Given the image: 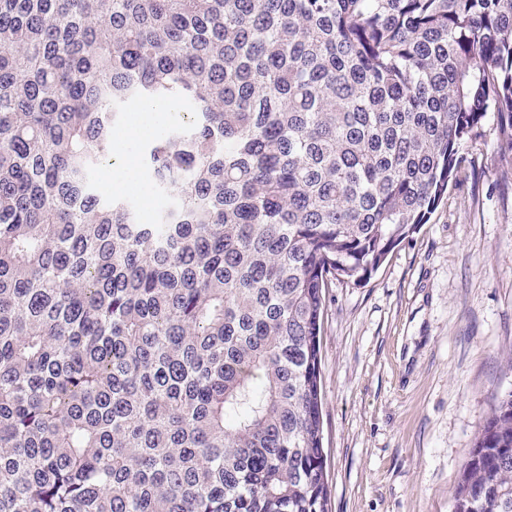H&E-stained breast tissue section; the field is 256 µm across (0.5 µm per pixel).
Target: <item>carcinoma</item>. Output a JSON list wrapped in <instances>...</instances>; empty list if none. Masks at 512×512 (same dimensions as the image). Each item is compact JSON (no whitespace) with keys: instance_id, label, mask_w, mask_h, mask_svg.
Instances as JSON below:
<instances>
[{"instance_id":"carcinoma-1","label":"carcinoma","mask_w":512,"mask_h":512,"mask_svg":"<svg viewBox=\"0 0 512 512\" xmlns=\"http://www.w3.org/2000/svg\"><path fill=\"white\" fill-rule=\"evenodd\" d=\"M141 97V224L96 173ZM512 0H0V512H328L326 292L427 223ZM454 512H512V391Z\"/></svg>"}]
</instances>
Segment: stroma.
<instances>
[{
  "mask_svg": "<svg viewBox=\"0 0 512 512\" xmlns=\"http://www.w3.org/2000/svg\"><path fill=\"white\" fill-rule=\"evenodd\" d=\"M495 119L448 196L365 282L333 281L321 346L329 512H453L512 391V160Z\"/></svg>",
  "mask_w": 512,
  "mask_h": 512,
  "instance_id": "1",
  "label": "stroma"
}]
</instances>
